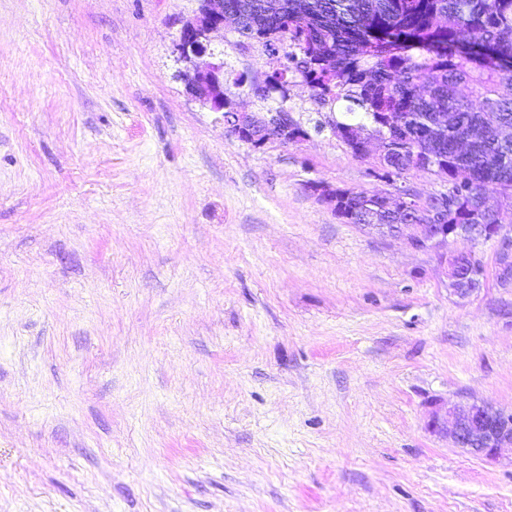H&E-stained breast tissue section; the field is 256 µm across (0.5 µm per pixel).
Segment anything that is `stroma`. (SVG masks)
<instances>
[{"instance_id":"obj_1","label":"stroma","mask_w":512,"mask_h":512,"mask_svg":"<svg viewBox=\"0 0 512 512\" xmlns=\"http://www.w3.org/2000/svg\"><path fill=\"white\" fill-rule=\"evenodd\" d=\"M197 0H0V512H512V452L434 404L512 409L499 245L438 249L308 190L381 178L288 74L309 138L255 148L177 76ZM224 34L226 73L269 71ZM471 257V255L448 253L447 250L442 254V258L448 264L449 288L459 297L468 296L479 289L473 288L472 285L477 279L480 285L483 277V271L474 273L472 266L466 262L465 258ZM431 425L446 433L456 448L479 458L493 459L512 451V411L485 402L443 406L436 403Z\"/></svg>"}]
</instances>
